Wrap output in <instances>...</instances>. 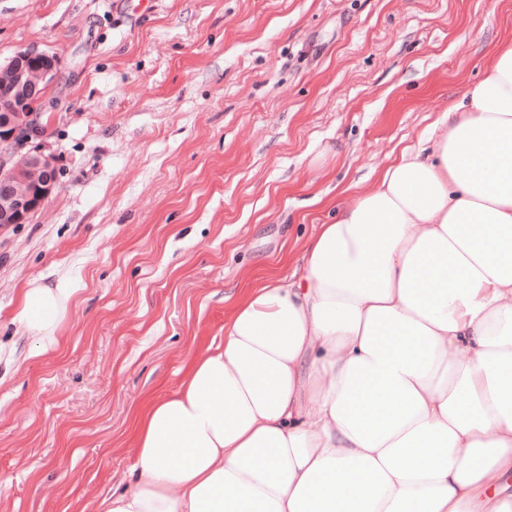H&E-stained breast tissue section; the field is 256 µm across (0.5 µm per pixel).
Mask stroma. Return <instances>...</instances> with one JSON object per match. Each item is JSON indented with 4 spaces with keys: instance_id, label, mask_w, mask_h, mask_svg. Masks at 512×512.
I'll list each match as a JSON object with an SVG mask.
<instances>
[{
    "instance_id": "1",
    "label": "stroma",
    "mask_w": 512,
    "mask_h": 512,
    "mask_svg": "<svg viewBox=\"0 0 512 512\" xmlns=\"http://www.w3.org/2000/svg\"><path fill=\"white\" fill-rule=\"evenodd\" d=\"M509 38L512 0H0V63L58 60L28 141L58 187L0 231V512L122 490L139 401ZM63 275L76 303L34 354L21 291Z\"/></svg>"
}]
</instances>
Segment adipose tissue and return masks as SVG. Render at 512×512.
<instances>
[{
	"mask_svg": "<svg viewBox=\"0 0 512 512\" xmlns=\"http://www.w3.org/2000/svg\"><path fill=\"white\" fill-rule=\"evenodd\" d=\"M135 414L94 512H512V40ZM76 290L14 319L55 348Z\"/></svg>",
	"mask_w": 512,
	"mask_h": 512,
	"instance_id": "ef3b65f1",
	"label": "adipose tissue"
}]
</instances>
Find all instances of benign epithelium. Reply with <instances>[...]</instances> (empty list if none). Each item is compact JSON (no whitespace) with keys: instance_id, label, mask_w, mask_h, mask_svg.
Listing matches in <instances>:
<instances>
[{"instance_id":"7a95c632","label":"benign epithelium","mask_w":512,"mask_h":512,"mask_svg":"<svg viewBox=\"0 0 512 512\" xmlns=\"http://www.w3.org/2000/svg\"><path fill=\"white\" fill-rule=\"evenodd\" d=\"M56 75V62L33 48L17 52L0 66V80L11 89L0 105V229L27 223L57 186L51 155L22 151L33 131L35 114L27 104L42 99Z\"/></svg>"}]
</instances>
